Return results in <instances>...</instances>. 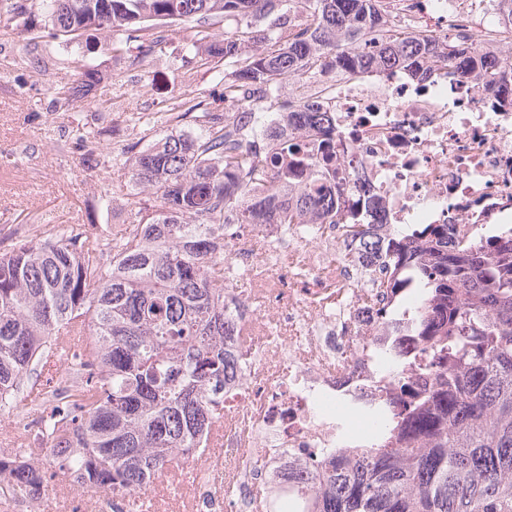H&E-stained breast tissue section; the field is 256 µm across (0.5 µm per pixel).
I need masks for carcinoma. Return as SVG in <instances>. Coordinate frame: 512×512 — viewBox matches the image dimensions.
<instances>
[{"mask_svg": "<svg viewBox=\"0 0 512 512\" xmlns=\"http://www.w3.org/2000/svg\"><path fill=\"white\" fill-rule=\"evenodd\" d=\"M401 0H0V22L49 28L79 47L73 104L100 76L80 49L93 33L116 54L163 52L167 28L224 80L230 109L194 92L164 112L203 110L205 133H172L131 153L133 182L157 209L108 234L93 225L25 234L0 254V414L38 416L45 468L0 453V497L26 498L60 474L130 498L185 453L210 447L234 360L224 337V237L248 224H341L383 271L395 335L420 336L437 366L430 387L391 413L359 457L331 451L308 477L305 512H512V226L448 247L450 224L376 236L369 201L345 209L336 184L333 117L318 102L279 101L288 80L328 68L402 70L425 81L463 56L448 38L395 23ZM302 17L274 37L264 21ZM224 23V32H213ZM120 34L114 39V34ZM323 135L317 149L305 139ZM66 366L42 379L50 360Z\"/></svg>", "mask_w": 512, "mask_h": 512, "instance_id": "cac0c4a2", "label": "carcinoma"}]
</instances>
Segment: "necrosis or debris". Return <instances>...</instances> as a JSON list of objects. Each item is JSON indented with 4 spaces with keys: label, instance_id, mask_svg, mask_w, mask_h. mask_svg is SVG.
I'll use <instances>...</instances> for the list:
<instances>
[{
    "label": "necrosis or debris",
    "instance_id": "4bbe7bcc",
    "mask_svg": "<svg viewBox=\"0 0 512 512\" xmlns=\"http://www.w3.org/2000/svg\"><path fill=\"white\" fill-rule=\"evenodd\" d=\"M408 15L472 50L500 42L494 0H410ZM336 198H369L386 232L453 225L474 239L512 216V69L497 84L393 71L337 81ZM337 224H253L224 242V285L244 335L224 387L227 512L297 494L330 450L355 453L376 426L375 399L402 403L431 381L423 344L392 335L394 303L354 261ZM403 370H395V361Z\"/></svg>",
    "mask_w": 512,
    "mask_h": 512
}]
</instances>
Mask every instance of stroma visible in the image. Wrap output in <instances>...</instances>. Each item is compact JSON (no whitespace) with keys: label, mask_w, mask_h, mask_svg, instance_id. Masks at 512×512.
I'll return each instance as SVG.
<instances>
[{"label":"stroma","mask_w":512,"mask_h":512,"mask_svg":"<svg viewBox=\"0 0 512 512\" xmlns=\"http://www.w3.org/2000/svg\"><path fill=\"white\" fill-rule=\"evenodd\" d=\"M184 43L175 27L153 61L97 50L93 60L107 74L91 95L120 108L82 112L56 101V87L76 78L60 41L41 29L21 34L0 24V251L33 224L93 223L109 232L130 222L126 200L154 205V195L131 179L128 148H146L168 134L161 112L181 93L185 74H196L201 100L224 106L223 83L198 70ZM80 131L95 135L88 148L93 159L73 145ZM186 467L181 494H170L162 480L143 490L151 512H225L223 471L205 474L192 460ZM0 512H114V503L111 493L60 476L31 497L0 505Z\"/></svg>","instance_id":"stroma-1"}]
</instances>
